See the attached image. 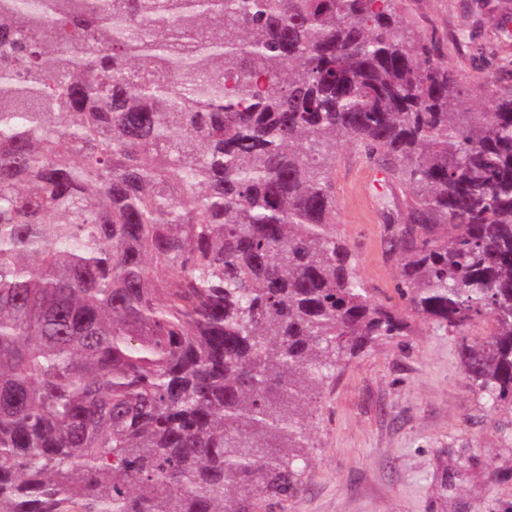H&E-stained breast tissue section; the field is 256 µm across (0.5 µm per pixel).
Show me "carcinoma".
I'll return each mask as SVG.
<instances>
[{"label": "carcinoma", "mask_w": 512, "mask_h": 512, "mask_svg": "<svg viewBox=\"0 0 512 512\" xmlns=\"http://www.w3.org/2000/svg\"><path fill=\"white\" fill-rule=\"evenodd\" d=\"M397 0H0V512H252L336 360L406 332L336 238L342 140L407 310L512 408V93Z\"/></svg>", "instance_id": "1"}]
</instances>
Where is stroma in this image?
Wrapping results in <instances>:
<instances>
[{"mask_svg":"<svg viewBox=\"0 0 512 512\" xmlns=\"http://www.w3.org/2000/svg\"><path fill=\"white\" fill-rule=\"evenodd\" d=\"M410 42H435L467 108L489 93L512 91L504 79L478 86L482 70L512 61V0H400ZM336 235L351 249L359 276L397 310L395 257L384 247L382 173L360 149L336 148ZM406 335L343 355L321 383L305 425L308 445L292 463L298 491L268 497L254 512H512V413L492 408L468 378L462 344L483 340L414 315Z\"/></svg>","mask_w":512,"mask_h":512,"instance_id":"35a3bbf8","label":"stroma"}]
</instances>
